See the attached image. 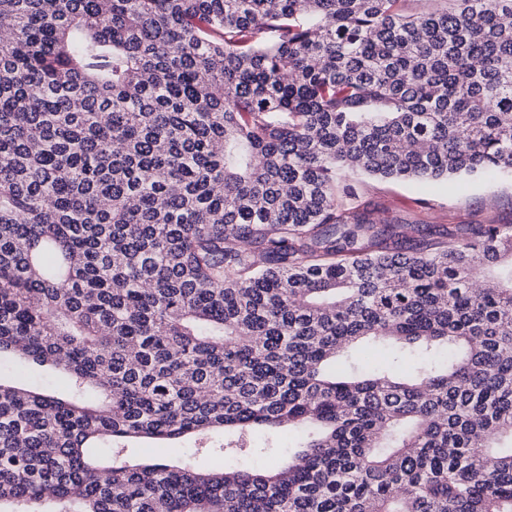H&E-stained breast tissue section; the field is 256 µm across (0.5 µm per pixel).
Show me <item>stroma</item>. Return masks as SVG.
<instances>
[{
	"label": "stroma",
	"instance_id": "1",
	"mask_svg": "<svg viewBox=\"0 0 512 512\" xmlns=\"http://www.w3.org/2000/svg\"><path fill=\"white\" fill-rule=\"evenodd\" d=\"M362 202L379 209L389 219L417 224H480L491 219L512 224V173L471 175L463 180H443L428 185L417 180H357Z\"/></svg>",
	"mask_w": 512,
	"mask_h": 512
}]
</instances>
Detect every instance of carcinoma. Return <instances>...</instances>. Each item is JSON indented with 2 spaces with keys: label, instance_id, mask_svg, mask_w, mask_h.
<instances>
[{
  "label": "carcinoma",
  "instance_id": "obj_1",
  "mask_svg": "<svg viewBox=\"0 0 512 512\" xmlns=\"http://www.w3.org/2000/svg\"><path fill=\"white\" fill-rule=\"evenodd\" d=\"M401 2L0 0V512H512V226L352 205L512 170V0ZM150 445L139 444L134 448V453L140 457L160 456L170 463H175L182 456L189 453L188 445H174V448H150Z\"/></svg>",
  "mask_w": 512,
  "mask_h": 512
}]
</instances>
